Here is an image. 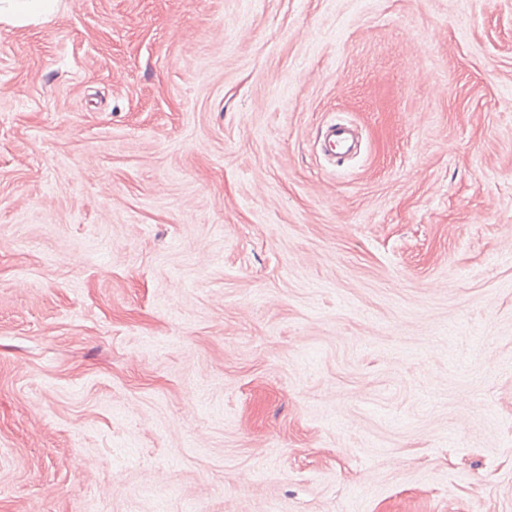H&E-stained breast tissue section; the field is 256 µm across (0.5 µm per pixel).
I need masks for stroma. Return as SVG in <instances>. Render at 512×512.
I'll list each match as a JSON object with an SVG mask.
<instances>
[{
	"label": "stroma",
	"instance_id": "35a3bbf8",
	"mask_svg": "<svg viewBox=\"0 0 512 512\" xmlns=\"http://www.w3.org/2000/svg\"><path fill=\"white\" fill-rule=\"evenodd\" d=\"M94 504L512 512V0L0 24V512ZM322 136L325 153L335 161L349 158L351 150L355 147L354 132L350 126L340 121L332 123L324 129Z\"/></svg>",
	"mask_w": 512,
	"mask_h": 512
}]
</instances>
